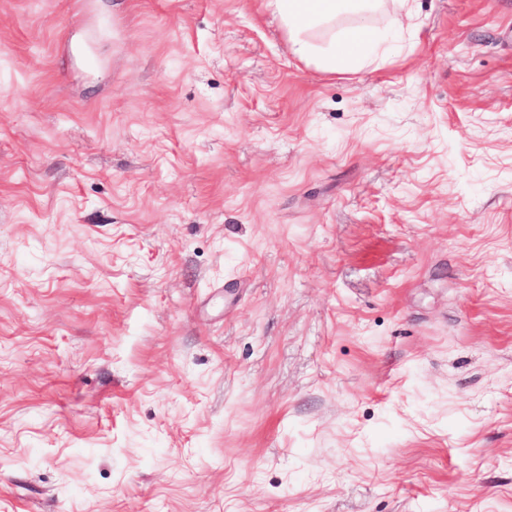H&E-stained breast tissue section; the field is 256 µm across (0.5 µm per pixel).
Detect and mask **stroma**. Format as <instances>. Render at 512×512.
Returning a JSON list of instances; mask_svg holds the SVG:
<instances>
[{
    "label": "stroma",
    "mask_w": 512,
    "mask_h": 512,
    "mask_svg": "<svg viewBox=\"0 0 512 512\" xmlns=\"http://www.w3.org/2000/svg\"><path fill=\"white\" fill-rule=\"evenodd\" d=\"M409 2L0 0V512H512V0ZM383 0H269L273 13L288 28L292 53L333 72L344 73L387 52L399 33L401 21L390 18L384 34L366 25L382 9ZM350 23L336 34V21ZM328 35L326 40L320 34Z\"/></svg>",
    "instance_id": "35a3bbf8"
}]
</instances>
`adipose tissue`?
Segmentation results:
<instances>
[{
	"mask_svg": "<svg viewBox=\"0 0 512 512\" xmlns=\"http://www.w3.org/2000/svg\"><path fill=\"white\" fill-rule=\"evenodd\" d=\"M269 5L287 27L295 56L340 73L387 52L401 26L394 16L386 32L368 28L384 0H269Z\"/></svg>",
	"mask_w": 512,
	"mask_h": 512,
	"instance_id": "1",
	"label": "adipose tissue"
}]
</instances>
